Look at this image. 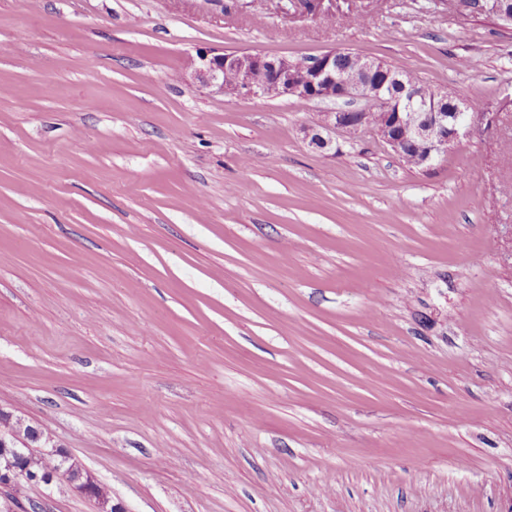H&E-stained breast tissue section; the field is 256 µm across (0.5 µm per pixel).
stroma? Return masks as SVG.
<instances>
[{"label":"stroma","mask_w":512,"mask_h":512,"mask_svg":"<svg viewBox=\"0 0 512 512\" xmlns=\"http://www.w3.org/2000/svg\"><path fill=\"white\" fill-rule=\"evenodd\" d=\"M329 8L0 0V408L128 512H512V31ZM333 48L500 119L423 170L179 78Z\"/></svg>","instance_id":"obj_1"}]
</instances>
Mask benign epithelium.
<instances>
[{"mask_svg": "<svg viewBox=\"0 0 512 512\" xmlns=\"http://www.w3.org/2000/svg\"><path fill=\"white\" fill-rule=\"evenodd\" d=\"M349 59L341 70L336 56ZM233 72L237 79L224 82V74ZM192 76L201 84L221 95L263 98L290 96L302 100L340 102L322 114L315 126L305 130L310 143L324 149L332 144L336 132L371 130L395 153L409 141L424 140L429 150L422 163L429 167L446 154L448 147L469 135L475 128L495 123L497 112H474L471 105L448 90L407 84L401 75L387 69L383 62L347 50L332 49L302 60L284 56L227 52L222 49L201 51L193 62ZM397 84L406 93V103L384 95V89ZM355 87L358 94L348 95ZM375 99L380 115L377 127L367 122L366 108L358 102ZM30 428L24 419L0 408V512H16L22 503L24 484L37 483L47 487L66 482L71 490L96 501L99 512H128L125 506L100 491V484L87 471L78 476L68 471H48L42 475H27L18 445ZM37 447L52 455L64 453L51 434H36Z\"/></svg>", "mask_w": 512, "mask_h": 512, "instance_id": "benign-epithelium-1", "label": "benign epithelium"}]
</instances>
